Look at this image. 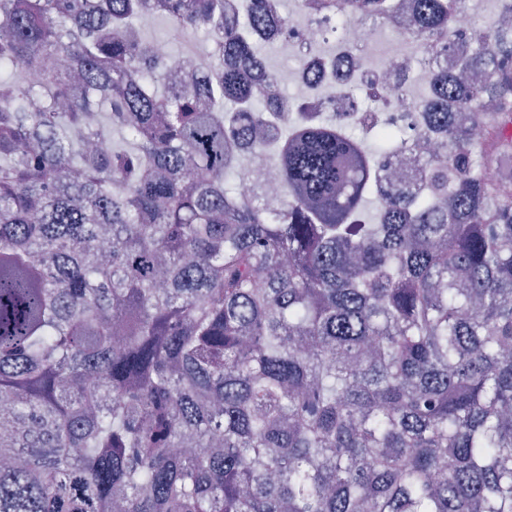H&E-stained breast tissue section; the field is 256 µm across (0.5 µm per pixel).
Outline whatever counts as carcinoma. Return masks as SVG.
<instances>
[{"label":"carcinoma","mask_w":512,"mask_h":512,"mask_svg":"<svg viewBox=\"0 0 512 512\" xmlns=\"http://www.w3.org/2000/svg\"><path fill=\"white\" fill-rule=\"evenodd\" d=\"M463 2L404 35L425 112L360 83L343 128L264 94L280 0H164L224 34L173 75L145 0H0V512H512V0L450 64ZM276 178L270 171L264 156L255 157L242 183L247 194L261 191L266 197L277 198Z\"/></svg>","instance_id":"cac0c4a2"}]
</instances>
